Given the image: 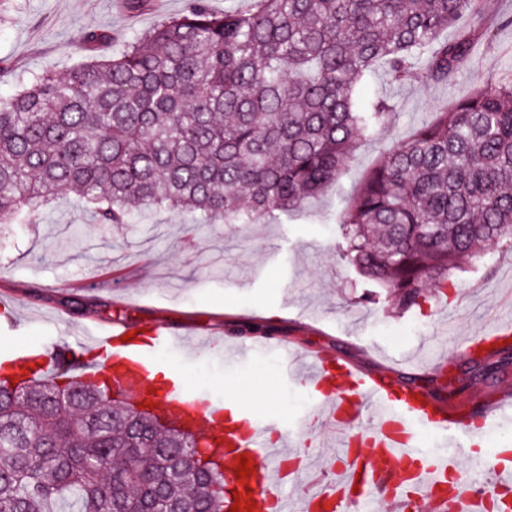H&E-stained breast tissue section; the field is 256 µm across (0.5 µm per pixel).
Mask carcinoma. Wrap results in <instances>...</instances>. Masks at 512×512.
<instances>
[{"mask_svg":"<svg viewBox=\"0 0 512 512\" xmlns=\"http://www.w3.org/2000/svg\"><path fill=\"white\" fill-rule=\"evenodd\" d=\"M482 13V0H251L224 14L192 0L118 55L0 101V223H28L61 190L99 224H127L134 208L277 222L388 128L394 105L363 98L365 78L381 66L395 82L448 81ZM108 39L80 37L89 52ZM340 228L348 262L401 309L447 289L480 248L512 245V81L393 140ZM159 497L224 512L195 440L98 381L0 376V512H140Z\"/></svg>","mask_w":512,"mask_h":512,"instance_id":"obj_1","label":"carcinoma"}]
</instances>
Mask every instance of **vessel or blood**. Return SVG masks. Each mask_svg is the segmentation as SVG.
<instances>
[{"mask_svg":"<svg viewBox=\"0 0 512 512\" xmlns=\"http://www.w3.org/2000/svg\"><path fill=\"white\" fill-rule=\"evenodd\" d=\"M129 331L124 324L85 326V344L102 354L101 364L83 367L86 375L111 377L116 388L135 400L150 398L155 409L166 413L178 410L185 426L210 432L224 449L228 476H235L239 455L250 457L254 471L246 484L251 494L226 499L249 504L253 512H349L360 503L376 499L393 512H443L446 503H456L460 512H480L489 501H496L502 512H512V461L499 460L483 486L449 480L455 469L454 458L428 456L416 448L413 436L426 427L447 433L453 422L446 411L415 399L404 386H394L386 376L369 374L345 361L318 354L309 355L311 384L324 387L323 407L332 430L342 437L344 448L340 467H328L325 475H314L310 489L291 502L279 490L284 466L297 458L294 450L267 448L266 436L273 429L272 419L260 420L246 414L232 427L222 428L223 406L205 395L186 393L179 385L164 392H153L149 362L139 345L125 341ZM154 348H183L187 337L167 322L149 328ZM26 378L48 375L59 366L55 357L27 352L14 356ZM373 407L371 426H357L364 405Z\"/></svg>","mask_w":512,"mask_h":512,"instance_id":"vessel-or-blood-1","label":"vessel or blood"}]
</instances>
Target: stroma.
<instances>
[{
  "mask_svg": "<svg viewBox=\"0 0 512 512\" xmlns=\"http://www.w3.org/2000/svg\"><path fill=\"white\" fill-rule=\"evenodd\" d=\"M17 18L0 24V99L33 76L63 72L87 54L77 37L106 30L104 56L119 52L135 34L183 14L188 0H151L132 13L125 0H16ZM486 34L471 61L448 82L413 77L388 81L377 69L363 97L391 98L397 112L388 132L356 146L334 184L306 208L279 223L201 224L195 214L136 211L131 223H96L72 195L60 193L30 224L0 226V301L20 311L66 313L68 324L36 323L28 342L47 352L73 345L89 322H123L137 329L162 319L194 333H218L221 345L189 355L151 352L153 370L181 366L188 386L212 399L235 397L240 410L273 415L288 426L289 445L327 456L319 395L286 377L282 341L386 373L398 385L415 383L433 394L446 380L462 388L459 402L512 387V359H491L474 376L467 347L487 333L502 298L512 294V247L485 248L465 261L445 293L431 291L419 306L396 309L385 293L368 298L367 285L344 259L337 219L390 141L411 135L434 112L474 88L512 79V0H484ZM261 326L270 348L241 362L223 344L247 340L246 326ZM497 432L486 439L487 428ZM461 460L494 458L512 448V414L493 415L477 432L454 439Z\"/></svg>",
  "mask_w": 512,
  "mask_h": 512,
  "instance_id": "1",
  "label": "stroma"
}]
</instances>
